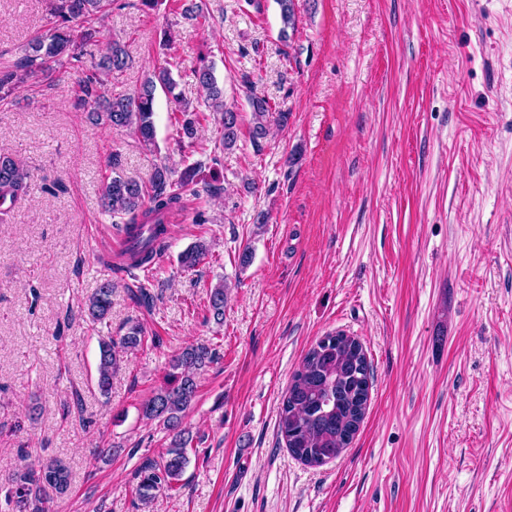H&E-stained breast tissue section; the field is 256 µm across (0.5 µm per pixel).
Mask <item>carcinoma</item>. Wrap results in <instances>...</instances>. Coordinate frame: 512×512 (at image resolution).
<instances>
[{
    "label": "carcinoma",
    "instance_id": "obj_1",
    "mask_svg": "<svg viewBox=\"0 0 512 512\" xmlns=\"http://www.w3.org/2000/svg\"><path fill=\"white\" fill-rule=\"evenodd\" d=\"M283 30L295 29L293 0H277ZM112 5V0H48L52 26L36 37L28 53L14 68L0 70V102L6 101L36 75L52 84L58 80L57 64L64 56L81 71L76 80L73 105L96 115L103 123L130 128L146 147L155 145L154 101L156 88H162L174 100L177 81L172 70L159 68L137 90L115 93L110 88L113 74L127 65V53L118 43L112 44L99 58L92 57L89 47L96 37L93 21ZM196 81L206 89L209 107L219 114L221 144L231 148L238 139L239 119L234 111L224 108V90L217 82L213 68L200 59L194 70ZM253 143L267 136L270 106L266 99L250 98ZM182 113V132L187 139L195 137L199 125L197 110L188 106ZM196 163L185 165L178 181L171 179L170 168H155L150 183L145 185L117 174L103 181L101 204L112 215V223L120 235L134 241L127 249V270L141 269L159 259L168 248L167 223L182 208L186 193L193 188ZM30 173L13 156L0 153V215H6L27 188ZM208 255L204 244H195L179 255L184 268L200 264ZM112 281L106 280L88 297L85 304L89 319L104 322L112 309ZM228 287L219 283L209 290L208 307L215 323L224 322V304ZM338 341L326 344L318 339L306 352L279 411L278 432L290 454L308 466H322L337 458L352 442L364 419L368 402L369 365L363 345L343 332ZM145 331L137 320L125 325L122 335L101 342L96 385L102 395L112 387V374L122 361V354L143 345ZM216 353L203 346H187L170 361L165 385L141 406L147 420H158L172 433L171 445L161 460H145L135 473V495L148 504L157 494L173 488L189 463L187 448L192 445L190 431L181 427L182 414L197 394V376L215 359ZM70 472L51 460L37 469L23 468L11 478L5 491V502L12 512H50V503L61 488H69Z\"/></svg>",
    "mask_w": 512,
    "mask_h": 512
}]
</instances>
